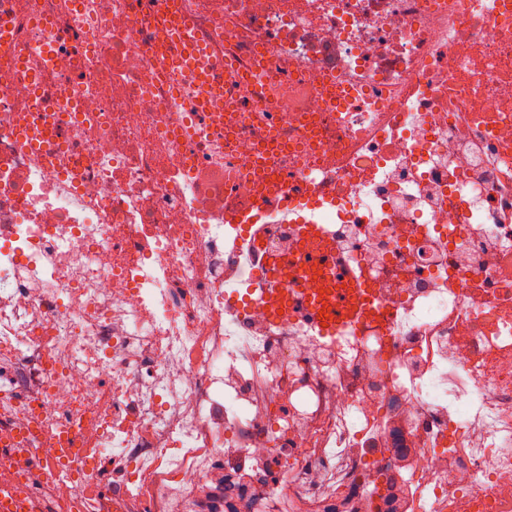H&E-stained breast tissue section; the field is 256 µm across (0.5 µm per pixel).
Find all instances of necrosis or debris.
<instances>
[{"mask_svg":"<svg viewBox=\"0 0 512 512\" xmlns=\"http://www.w3.org/2000/svg\"><path fill=\"white\" fill-rule=\"evenodd\" d=\"M304 224L361 276L333 334L249 288ZM32 427L45 512L102 477L109 512H512V0H0V438ZM170 31V40L176 61L179 63L191 64L195 68L200 79L204 83L208 84V70L200 64H197V61L201 60V50L187 36L185 25L181 21L177 20L172 25ZM201 69H204V71H201Z\"/></svg>","mask_w":512,"mask_h":512,"instance_id":"1","label":"necrosis or debris"}]
</instances>
